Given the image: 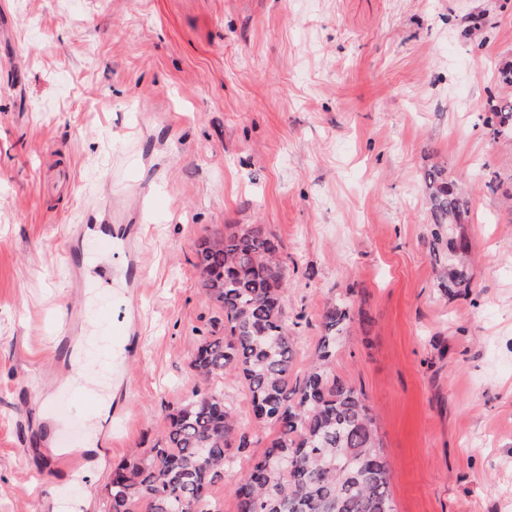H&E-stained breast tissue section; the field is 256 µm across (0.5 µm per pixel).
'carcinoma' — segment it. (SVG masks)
<instances>
[{"label":"carcinoma","instance_id":"cac0c4a2","mask_svg":"<svg viewBox=\"0 0 512 512\" xmlns=\"http://www.w3.org/2000/svg\"><path fill=\"white\" fill-rule=\"evenodd\" d=\"M485 126L495 138H512V96L491 102ZM424 184L438 287L468 289L469 198L437 165ZM195 267L205 299L221 312L214 324L221 334L203 337L191 361L207 386L168 414L152 447L113 470L110 512H223L210 490L224 479L227 449L250 445L224 393L208 385L227 372L242 377L254 419L272 430L232 486L237 512H395L390 466L364 396L333 371L349 303H325L315 356L298 377L283 313L288 265L279 241L261 224L228 226L200 240Z\"/></svg>","mask_w":512,"mask_h":512}]
</instances>
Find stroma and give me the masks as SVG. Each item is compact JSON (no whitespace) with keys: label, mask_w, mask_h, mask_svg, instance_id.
<instances>
[{"label":"stroma","mask_w":512,"mask_h":512,"mask_svg":"<svg viewBox=\"0 0 512 512\" xmlns=\"http://www.w3.org/2000/svg\"><path fill=\"white\" fill-rule=\"evenodd\" d=\"M508 61L512 0H0V512H109L114 465L202 384L216 311L195 248L229 224L282 244L296 374L325 301L351 305L335 370L371 409L396 512H512V140L483 123ZM434 165L472 200L474 277L448 297ZM75 224L126 225L135 278ZM77 258L110 263V288L74 292ZM103 308L130 329L118 377ZM66 326L79 374L52 353ZM95 383L102 421L70 396ZM220 385L252 440L211 488L236 512L267 434L245 384Z\"/></svg>","instance_id":"stroma-1"}]
</instances>
